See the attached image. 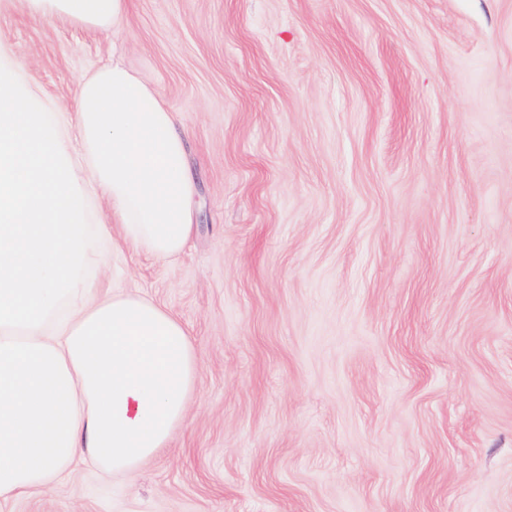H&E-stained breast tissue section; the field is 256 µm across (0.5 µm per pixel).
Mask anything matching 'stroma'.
<instances>
[{"instance_id": "stroma-1", "label": "stroma", "mask_w": 512, "mask_h": 512, "mask_svg": "<svg viewBox=\"0 0 512 512\" xmlns=\"http://www.w3.org/2000/svg\"><path fill=\"white\" fill-rule=\"evenodd\" d=\"M0 47L64 112L121 54L201 202L89 274L188 329L182 426L0 512H512V0H133L117 41L16 7Z\"/></svg>"}]
</instances>
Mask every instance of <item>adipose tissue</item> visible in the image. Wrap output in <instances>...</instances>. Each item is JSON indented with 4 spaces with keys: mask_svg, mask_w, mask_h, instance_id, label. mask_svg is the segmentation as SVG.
Wrapping results in <instances>:
<instances>
[{
    "mask_svg": "<svg viewBox=\"0 0 512 512\" xmlns=\"http://www.w3.org/2000/svg\"><path fill=\"white\" fill-rule=\"evenodd\" d=\"M17 2L99 33L118 32L132 4L0 0V11ZM74 106L60 118L0 50V503L80 456L133 472L167 447L195 389L176 316L132 293L93 297L87 278L113 240L167 261L190 239L195 190L176 115L118 61L79 78ZM98 199L112 213L92 226Z\"/></svg>",
    "mask_w": 512,
    "mask_h": 512,
    "instance_id": "1",
    "label": "adipose tissue"
}]
</instances>
